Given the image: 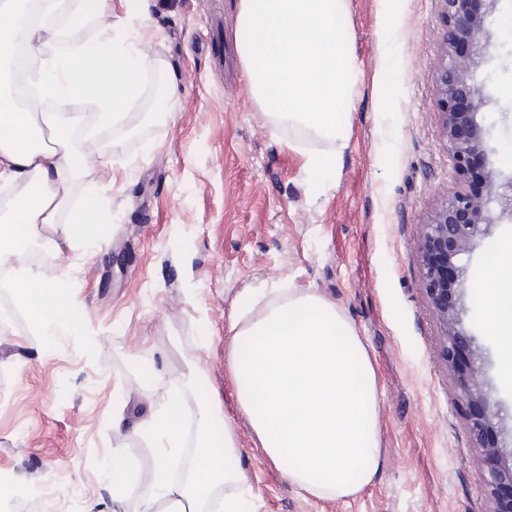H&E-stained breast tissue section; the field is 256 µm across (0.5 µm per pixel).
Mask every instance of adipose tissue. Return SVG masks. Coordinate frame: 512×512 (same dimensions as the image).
<instances>
[{"mask_svg":"<svg viewBox=\"0 0 512 512\" xmlns=\"http://www.w3.org/2000/svg\"><path fill=\"white\" fill-rule=\"evenodd\" d=\"M112 0H0V66L23 50L28 83L44 103L83 99L82 112H38L20 106L0 88V187L14 197L0 211V263L22 255L36 228H45L42 268L18 274L15 295L28 303L43 329L69 323L73 311L60 293L53 259L59 239L83 240L93 224L109 220L102 201L106 183L86 181L89 169H105L108 154L73 149L75 133L93 136L119 117L136 97L148 61L141 48L119 46L111 23ZM86 185L80 210L69 213L70 189ZM477 300L500 354L502 381L512 386V238L503 240L491 269L478 279ZM226 364L238 381V402L267 458L292 485L317 499L348 498L373 479L379 460V392L368 352L335 303L293 290L267 302L254 317L230 326ZM213 400H198L196 444L203 457L174 474L182 445L167 410L138 426L157 440L161 459L145 477L148 495L164 512H207L218 490L244 482L234 466L235 428L214 434Z\"/></svg>","mask_w":512,"mask_h":512,"instance_id":"obj_1","label":"adipose tissue"}]
</instances>
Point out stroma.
Segmentation results:
<instances>
[{
  "label": "stroma",
  "instance_id": "obj_1",
  "mask_svg": "<svg viewBox=\"0 0 512 512\" xmlns=\"http://www.w3.org/2000/svg\"><path fill=\"white\" fill-rule=\"evenodd\" d=\"M123 39L141 38L155 62L138 98L87 152H111L106 224L95 246L60 241V268L76 322L37 328L12 289L42 263L40 241L0 267V512H142V495L117 494L113 453L129 480L157 462L132 428L162 397L195 438L197 399L182 376L199 356L205 391L219 394L214 427L232 423L245 512H488L484 471L441 355L442 330L424 293L417 241L454 186L441 135L434 73L446 27L439 0H349L346 24L358 80L336 178L313 190L309 150L332 144L276 124L254 102L238 44L237 0H146L130 17L112 0ZM496 58L474 79L491 99L478 121L488 163L512 177V0L491 17ZM176 84L174 102L161 90ZM512 236L501 220L460 255L469 280ZM336 302L355 327L380 394L379 466L356 496L312 498L286 481L255 439L224 364L226 336L282 289ZM471 362L503 420L512 387L475 293L462 301ZM122 411V428L112 414Z\"/></svg>",
  "mask_w": 512,
  "mask_h": 512
}]
</instances>
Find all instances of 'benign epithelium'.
<instances>
[{
  "instance_id": "obj_1",
  "label": "benign epithelium",
  "mask_w": 512,
  "mask_h": 512,
  "mask_svg": "<svg viewBox=\"0 0 512 512\" xmlns=\"http://www.w3.org/2000/svg\"><path fill=\"white\" fill-rule=\"evenodd\" d=\"M446 36L435 68L441 133L458 183L477 171L486 193L460 188L445 199L422 224L418 257L427 300L443 329L442 356L460 402L469 414L470 433L487 467L485 479L492 502L490 512H512V466L502 465L503 449L491 441L495 430L491 399L476 382L472 369L458 365L472 341L462 327L458 302L465 296L467 279L457 257L488 233L487 196L498 191L497 174L488 167L485 130L477 120L487 100L472 74L477 49L491 59L486 39L489 10L497 0H440Z\"/></svg>"
}]
</instances>
